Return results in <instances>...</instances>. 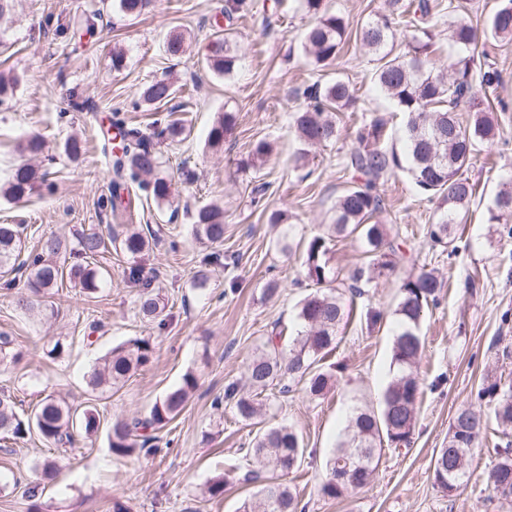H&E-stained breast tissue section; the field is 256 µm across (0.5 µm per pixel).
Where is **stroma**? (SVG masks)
Returning a JSON list of instances; mask_svg holds the SVG:
<instances>
[{"label":"stroma","mask_w":512,"mask_h":512,"mask_svg":"<svg viewBox=\"0 0 512 512\" xmlns=\"http://www.w3.org/2000/svg\"><path fill=\"white\" fill-rule=\"evenodd\" d=\"M246 2L232 31L239 62L226 76L204 65L224 0H153L137 18L117 12L112 0H14L0 19V72L18 79L13 97L0 101V183L24 160L17 149L21 133L39 134L46 143L38 163L49 173L48 187L28 200L0 197V224L22 226L25 252L37 251L52 235L72 241L78 232L112 223L109 165L101 150V130L112 113L152 136L174 187L171 204L142 200L136 214L137 223L165 225V239L134 257L112 249L99 254L95 263L105 281L96 294L66 283L53 291V311L29 315L16 306L28 292L25 273H16L14 287L0 288V334H8L20 354L16 361L0 360V392L11 394L23 416L52 396L78 408L94 406L101 420L96 434L78 437L71 447L54 446L35 433L0 440V512H112L116 499L127 512H238L252 492L241 477L244 450L256 429L221 406L224 388L244 383L246 365L274 323L295 329L296 305L311 291L301 275L302 247L324 234L337 197L352 182L346 162L356 128L384 117L398 149L403 115L377 88L374 56L360 42L361 27L383 0H327L331 10L347 17L349 28L340 56L325 67L303 53L312 18L299 0ZM78 16L92 19L94 35L72 29ZM179 32L188 48L173 58L166 42ZM116 50L126 56L119 71L111 66ZM487 51L501 76L496 93L508 108L491 113L501 139L481 148L465 170L476 195L466 223L458 227V255L448 256L429 240L428 228L441 214L438 199L419 195L403 174L384 176L378 190L385 207L376 219L397 235L403 259L394 274L374 278L357 298L335 349L322 360V368L335 376L333 388L319 399L293 389L276 396L264 416L267 423L294 427L303 439L306 459L285 481L306 512H512V504L487 481L508 442L500 430H489L472 449L468 481L458 491L443 493L433 479V458L448 440L455 410L474 403L492 417L493 405L477 401L478 389L490 376L512 384V242L502 240V225L488 223L486 211L512 180V39L490 41ZM336 77L349 82L357 102L340 113L336 143L298 165L291 116L303 106L305 88ZM162 78L173 79L178 92L168 106L153 111L140 94ZM75 93L87 101L86 110L72 108ZM225 111L235 113L236 124L216 152L207 146V134ZM168 115L184 120L186 141L156 138L157 119ZM74 133L85 151L72 161L64 143ZM260 140L270 141L274 151L254 167L252 148ZM212 203L224 208L222 260L214 265L209 247L194 238L190 218ZM272 209L289 216L292 252L280 249V231L266 221ZM135 265L154 276L165 298V327L138 313L140 288L128 278ZM205 265L210 280L200 291L193 276ZM424 268L445 286L421 326L425 345L418 371L425 386L411 444L383 448L366 488L336 500L322 497L325 461L346 418L353 408L378 407L391 377L398 283ZM273 280L281 291L269 298L264 288ZM369 307L387 314L371 331L362 318ZM131 338L150 340V363L110 391L91 390L93 366ZM57 342L63 350L55 355L51 348ZM188 372L197 376L198 388L159 431L157 454L114 456L108 446L113 421L146 414ZM48 461L56 468L46 477L42 467ZM219 475L227 483L223 496L213 498L205 488ZM35 482L41 491L31 500L25 490Z\"/></svg>","instance_id":"stroma-1"}]
</instances>
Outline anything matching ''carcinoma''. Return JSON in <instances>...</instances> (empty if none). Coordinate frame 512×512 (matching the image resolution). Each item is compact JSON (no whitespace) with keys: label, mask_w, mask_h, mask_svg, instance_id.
I'll return each mask as SVG.
<instances>
[{"label":"carcinoma","mask_w":512,"mask_h":512,"mask_svg":"<svg viewBox=\"0 0 512 512\" xmlns=\"http://www.w3.org/2000/svg\"><path fill=\"white\" fill-rule=\"evenodd\" d=\"M313 23L303 37L307 56L320 66L331 64L341 52L348 36L345 18L325 4V0H302ZM387 10L374 15L361 28L362 44L376 56L375 77L380 90L406 116L403 127L402 152L389 150L386 121L372 118L356 131L358 146L351 152L347 166L360 178L336 199L331 234L316 236L305 248L304 275L313 289L298 306V328L288 337V349H283L282 332L272 329L260 351L246 367L251 391L240 390L230 383L224 388V404L235 417L245 423L257 419L263 409L258 399L270 388L287 394L302 386L307 396L316 398L330 387L333 375L320 366V361L337 344V334L349 312L345 294L332 286L335 272L328 265V243L333 238H356L363 246L368 271L391 275L401 261L400 244L390 239L386 225L371 222L374 214L384 208L377 181L387 173L406 174L425 195L440 201L442 213L431 225L432 243L457 254V226L466 221L475 185L463 176V169L480 147L494 143L499 131L485 112H476L469 124L460 123L457 108L475 97L487 95L500 83L497 69L489 67L474 74V52L477 29L464 19L453 22L451 40L457 48L448 63L440 64L429 58L432 45V13L436 5L431 0H386ZM149 7L148 0H113L112 8L126 16L137 17ZM411 31L410 50L404 55H391L386 50L394 39V27ZM487 34L494 38H512V0H499L487 21ZM238 55L223 29L214 32L211 53L205 55V66L218 75H227L237 66ZM175 85L165 79L147 84L141 98L144 104L159 108L175 98ZM306 104L293 113V127L301 144L300 157L311 148L335 142L340 133L339 113L351 107L355 97L349 85L336 79L323 86L315 83L304 91ZM236 123L233 112L222 113L207 135L213 149L224 146L226 135ZM114 133L103 136V152L111 157L112 215L126 214L131 200L144 191L158 203L170 202L172 183L160 175L162 157L149 138L135 126L120 119L113 123ZM186 126L179 120H166L158 135L170 142L185 139ZM20 151L35 156L44 143L40 136L29 134L19 143ZM47 174L38 167L22 163L14 166L0 195L18 201L40 189ZM195 236L212 245L224 243V210L217 206L199 209L192 217ZM512 182L503 186L488 208V223L507 225V237L512 238ZM164 227L141 224H111L108 237L97 232L82 233L76 245L68 247L56 237L41 241L39 251L20 259L22 246L17 224H0V273L6 276L18 269L28 271L29 288L33 296H20L17 307L26 312L47 311L45 300L49 291L69 281L84 293H97L104 281L103 272L91 262L106 243L121 251L137 255L160 240ZM79 258L68 263L67 255ZM129 278L138 282L143 292L138 300L139 314L158 326H165V304L160 289L152 287L153 279L134 267ZM442 282L430 271H421L401 280V298L394 310L397 329L391 347L392 376L383 392L380 411L359 409L354 412L344 433L332 449L326 466L328 477L321 485V494L337 499L350 490L366 487L377 466V447L386 444L400 448L409 443L417 421V403L423 382L417 363L423 350L420 335L425 308L438 300ZM154 347L150 340L134 338L112 348L103 362L94 366L89 383L95 389L112 388L130 373L148 364ZM198 387L192 372L156 401L144 417L121 418L112 424L109 448L121 457L155 455L151 445L154 433L163 429L183 410ZM480 399L495 401L494 416L499 426L512 429V387H500L488 382L477 391ZM100 416L88 405L73 408L52 397L41 401L33 414L23 417L15 409L11 395L0 393V435L21 438L36 431L43 439L56 445L72 443L74 434L91 435L98 431ZM486 430L482 414L470 405L459 406L450 421L448 443L438 449L434 458V484L444 493H452L468 480V455ZM306 448L298 433L290 426H266L258 430L246 455L251 469L244 481L256 486V492L245 499L241 512H303L295 492L283 481L290 471L301 466ZM488 481L502 496H512V450L503 454L489 473Z\"/></svg>","instance_id":"1"}]
</instances>
